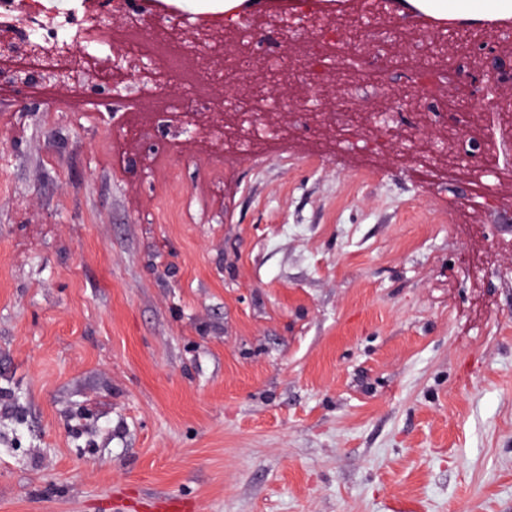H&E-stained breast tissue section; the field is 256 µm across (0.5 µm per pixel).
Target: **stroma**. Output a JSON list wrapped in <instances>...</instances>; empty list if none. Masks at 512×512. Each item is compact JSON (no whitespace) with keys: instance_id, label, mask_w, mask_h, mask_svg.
Returning a JSON list of instances; mask_svg holds the SVG:
<instances>
[{"instance_id":"stroma-1","label":"stroma","mask_w":512,"mask_h":512,"mask_svg":"<svg viewBox=\"0 0 512 512\" xmlns=\"http://www.w3.org/2000/svg\"><path fill=\"white\" fill-rule=\"evenodd\" d=\"M375 20L352 137L330 143L269 100L250 160L186 133L230 84L197 98L189 53L153 112L143 78L104 103L80 83L0 82V512H512V160L486 133L480 67L512 74L494 18ZM83 29L99 0H38ZM263 84L285 55L249 5ZM486 43L443 70L439 99L380 105L448 25ZM242 78V79H243ZM467 117L477 168L434 162ZM415 138L411 156L398 150Z\"/></svg>"}]
</instances>
